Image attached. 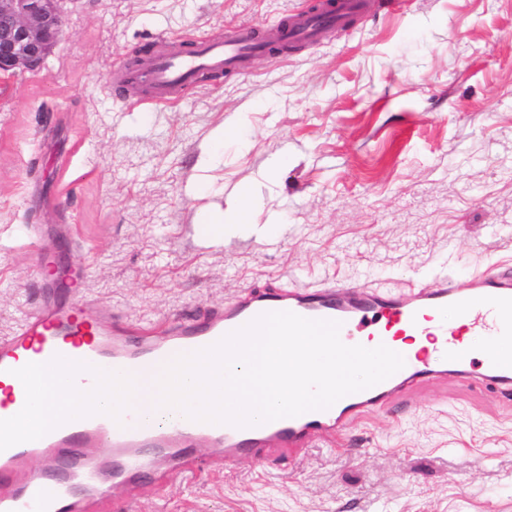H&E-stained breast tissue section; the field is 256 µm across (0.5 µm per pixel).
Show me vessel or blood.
Wrapping results in <instances>:
<instances>
[{
  "label": "vessel or blood",
  "instance_id": "obj_1",
  "mask_svg": "<svg viewBox=\"0 0 512 512\" xmlns=\"http://www.w3.org/2000/svg\"><path fill=\"white\" fill-rule=\"evenodd\" d=\"M368 0H307L287 22L256 36L247 26L220 38L160 37V45L135 69L118 71L116 80L132 104L164 106L206 75L238 73L256 57L295 44H315L326 28L316 14L331 15L347 26L364 14ZM289 311L312 320L340 322L348 346L395 348L412 334L426 346L403 351L404 366L379 384L349 394L325 410L248 426H219L179 416L157 426L115 421L100 414L66 422L39 439L0 451V512H126L111 502V489L130 495L145 484L161 489L173 475L198 473L205 461L197 447L211 448L221 462L285 459L314 442L333 441L356 421L391 405L394 398L432 379L473 377L512 395V356L499 350L512 340V275L486 272L469 280L439 272L410 292L392 296L368 291L359 282L330 281L317 288L267 286L244 289L224 306L201 315L133 327L104 313L92 317L86 306L42 303L11 336L0 338V419L13 417L26 393L15 369L54 356L86 363L75 385L91 390L94 370L141 376L178 347L206 348L266 312Z\"/></svg>",
  "mask_w": 512,
  "mask_h": 512
}]
</instances>
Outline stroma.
I'll use <instances>...</instances> for the list:
<instances>
[{"label": "stroma", "instance_id": "stroma-1", "mask_svg": "<svg viewBox=\"0 0 512 512\" xmlns=\"http://www.w3.org/2000/svg\"><path fill=\"white\" fill-rule=\"evenodd\" d=\"M304 2L68 0L42 69L0 83V336L72 301L46 255L82 271L93 311L150 323L250 286L512 271V0H397L171 106L112 90L156 37L261 30ZM234 126L250 148L215 149ZM240 185L276 238L202 243L199 216ZM128 512H512V397L426 383L340 443L178 475Z\"/></svg>", "mask_w": 512, "mask_h": 512}]
</instances>
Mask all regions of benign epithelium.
<instances>
[{
    "instance_id": "1",
    "label": "benign epithelium",
    "mask_w": 512,
    "mask_h": 512,
    "mask_svg": "<svg viewBox=\"0 0 512 512\" xmlns=\"http://www.w3.org/2000/svg\"><path fill=\"white\" fill-rule=\"evenodd\" d=\"M69 0H0V80L39 70L63 33Z\"/></svg>"
}]
</instances>
